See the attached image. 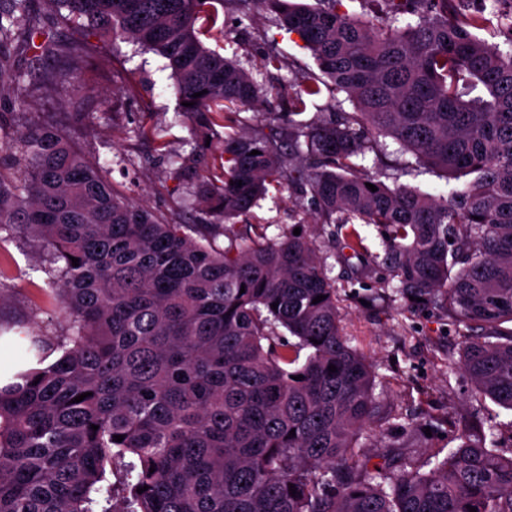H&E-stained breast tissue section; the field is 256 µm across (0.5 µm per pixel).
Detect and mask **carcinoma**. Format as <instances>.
Wrapping results in <instances>:
<instances>
[{
  "mask_svg": "<svg viewBox=\"0 0 512 512\" xmlns=\"http://www.w3.org/2000/svg\"><path fill=\"white\" fill-rule=\"evenodd\" d=\"M213 2L224 0H0L1 101L26 75L17 52L55 55L61 28L80 35L78 56L90 36L161 53L194 135L173 174L194 180L224 222L175 224L117 193L73 137L86 112L0 140V241L47 251L33 271L65 318L53 339L15 329L24 370L0 388V512H512V422L506 442L456 422L459 444L427 474L393 444L382 464L360 456V438L389 415L342 333L313 241L270 239L260 225L249 240L231 233L270 185L310 196L339 250L387 269L400 297L451 309L461 369L512 411V11L502 0L480 16L461 0H386L374 23L337 12L336 0H239L311 51L319 73L296 78L306 95L329 81L355 102L314 126L292 123L284 149L281 133L238 130L224 112L265 94L199 39ZM492 23L501 44L477 35ZM220 125L224 163L197 181L199 139ZM381 136L474 179L446 198L389 186L363 165Z\"/></svg>",
  "mask_w": 512,
  "mask_h": 512,
  "instance_id": "cac0c4a2",
  "label": "carcinoma"
}]
</instances>
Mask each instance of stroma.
I'll use <instances>...</instances> for the list:
<instances>
[{
  "instance_id": "35a3bbf8",
  "label": "stroma",
  "mask_w": 512,
  "mask_h": 512,
  "mask_svg": "<svg viewBox=\"0 0 512 512\" xmlns=\"http://www.w3.org/2000/svg\"><path fill=\"white\" fill-rule=\"evenodd\" d=\"M218 12L217 24L201 23V40L232 59L268 92L266 101L241 108L244 128L257 133L270 112L280 127H287L297 93L292 82L296 75L314 69L311 52L297 34L273 25L261 6L245 13L234 0H224ZM100 54L101 62L83 65L72 79L66 76L63 58H48L45 69L58 75L53 90L33 96L21 89L0 102L6 115L0 134L13 135L31 116L64 123L71 113H92L93 130L78 131L76 140L114 188L179 223H204L205 212L192 184L174 179L170 170L174 157L189 153L191 135L178 114L166 59L122 39ZM142 128L149 129V137L139 136ZM249 224L266 226L271 237L297 227L318 245L340 291L343 332L350 346L371 364L374 393L392 415L383 444L402 440L403 455L413 459L421 473H429L433 454L447 455L457 445L453 431L445 426L426 435L428 416H474L487 428L512 420V412L478 397L458 367L462 339L447 311L392 299L385 274L362 272L356 257L337 262L325 245L326 226L298 192L285 185L269 187L255 207L237 218L235 229L244 231ZM43 258L33 242L19 238L0 242V323H35L46 335L57 336L61 317L41 290L40 273L33 270ZM406 426L414 427L415 433L404 440L400 434Z\"/></svg>"
}]
</instances>
